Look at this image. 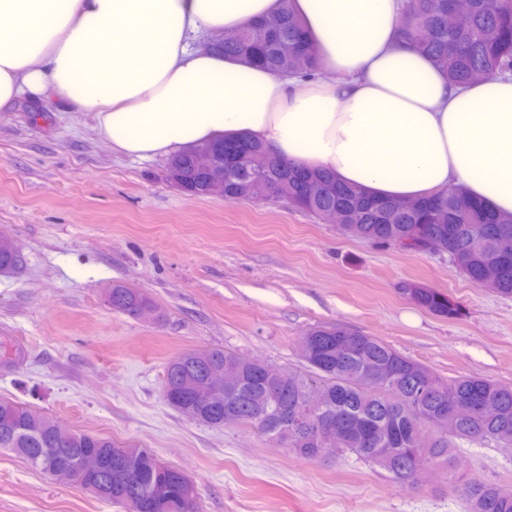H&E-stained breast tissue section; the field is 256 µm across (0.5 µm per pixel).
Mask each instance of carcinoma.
<instances>
[{"label": "carcinoma", "instance_id": "1", "mask_svg": "<svg viewBox=\"0 0 512 512\" xmlns=\"http://www.w3.org/2000/svg\"><path fill=\"white\" fill-rule=\"evenodd\" d=\"M291 0H282V11L272 17L269 28L245 26L224 35V42L211 49L232 55L240 61L282 72L293 70L291 49L301 40L310 52L304 77L320 72L314 47L303 23L292 12ZM458 15L448 24V0H404L403 24L399 38L413 49L431 57L455 86L471 83V75L512 73V0H458ZM195 150L170 158L166 167L178 165L187 188L197 197L208 196L205 184L197 180ZM300 166L274 157L267 147L252 142V153L243 161L224 167V191L247 199L245 183L254 176H265L271 183V204L286 202L312 217L327 221L335 217L347 235L376 246L409 253H426L437 240L442 224L458 225L453 240L444 237L441 248L454 257L455 269L494 293L512 295V269L501 271L493 244L482 237L480 225L493 220L500 232L512 236V215H498L486 205L470 211L465 194L458 188L434 195L436 213L419 215L405 210L401 201L381 199L374 208L364 206L366 196L351 187L336 195V179L307 169L308 178L324 186V191L305 200L294 201V173ZM0 234V272H8L21 261L4 243ZM401 292L418 305L438 314L453 315L448 297L416 282H404ZM112 309L138 318V312L151 306L142 293L115 284L108 293ZM305 339L313 353L304 359L305 371L293 373L294 383L277 386L285 369L265 361L246 362L239 355L221 348L195 349L182 353L178 366L166 367L164 383H173L163 392L166 403L183 413L185 400L179 391L184 381L200 390L207 387L205 368L213 361L241 367L247 385L236 397L233 426L258 430L273 444L289 449L296 456L311 460L314 448L349 451L368 465L381 470L393 483L407 482L416 455L426 453L437 465L448 470L450 481L465 499L468 512H512V491L476 480L461 481L454 476L459 444L469 442L512 449V386L488 378L459 377L444 380L424 364L406 357L375 336L346 327H317ZM372 369L385 372L380 382L365 378ZM317 387L323 405L315 412H303V422L283 431L277 415L284 407L300 408L305 391ZM193 422L209 427L224 426V409L200 408ZM66 451L69 457L61 452ZM95 451L105 460L97 475L74 480L75 486L94 498L109 501L128 510L131 503L148 493L166 495V482L173 468L152 451L132 445L121 446L109 436L55 427L49 415L16 401L0 398V453H11L31 468L51 477L74 455ZM138 469L139 482L126 484L119 479L116 460Z\"/></svg>", "mask_w": 512, "mask_h": 512}]
</instances>
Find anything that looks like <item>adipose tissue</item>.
<instances>
[{"mask_svg": "<svg viewBox=\"0 0 512 512\" xmlns=\"http://www.w3.org/2000/svg\"><path fill=\"white\" fill-rule=\"evenodd\" d=\"M281 0H0V112L21 98L90 112L126 157L248 137L377 198L454 186L512 214V76L459 89L398 38L402 0H293L323 77L198 47Z\"/></svg>", "mask_w": 512, "mask_h": 512, "instance_id": "ef3b65f1", "label": "adipose tissue"}]
</instances>
